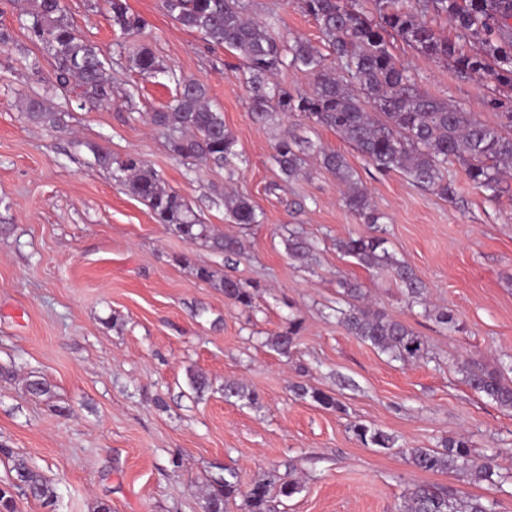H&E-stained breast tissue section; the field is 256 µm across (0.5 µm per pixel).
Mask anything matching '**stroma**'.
I'll list each match as a JSON object with an SVG mask.
<instances>
[{"label": "stroma", "instance_id": "stroma-1", "mask_svg": "<svg viewBox=\"0 0 512 512\" xmlns=\"http://www.w3.org/2000/svg\"><path fill=\"white\" fill-rule=\"evenodd\" d=\"M146 22L143 35L117 37L107 0H65L66 18L107 57L111 104L92 108L57 88L49 52L29 40L28 0H0V443L23 456L52 487V502L14 488L15 512H205L207 483L231 469L241 485L269 470L297 480L271 512H396L407 487L430 483L479 496L493 512H512V412L463 381L466 362L512 356V182L487 200L460 164L448 167L447 200L399 172L376 171L328 128L300 117L252 118L247 83L233 57L208 45L162 8L126 0ZM253 14L276 17L285 38L324 48L319 28L297 0H252ZM147 46L161 66L143 79L132 62ZM392 53L421 86L449 105L496 123L487 99L512 95L493 74H458L400 38ZM196 80L234 134L231 164L176 158L148 115ZM61 113L58 127L28 122L27 98ZM295 130L342 154L383 215L387 247L427 286V305L410 304L390 272L369 273L337 249L368 227L342 204L334 175L317 156L307 176L286 180L272 155ZM101 147L138 155L166 188L181 194L217 232L238 237L233 260L182 240L94 163ZM234 187L263 214L249 227L230 223L224 190ZM317 247L316 261L288 256L290 229ZM260 285L253 307L234 304L196 266ZM358 279L368 302L409 323L427 341L418 363L391 360L349 335L340 322L347 299L339 277ZM454 311L464 330L440 328L426 308ZM299 319L297 345L282 355L266 343ZM211 382L203 396L191 373ZM50 391L32 397L27 380ZM254 391L249 404L225 400L224 384ZM303 383L333 393L337 410L297 397ZM391 434L396 448H368L352 427ZM465 438L476 455H495L497 484L466 474H431L407 465L399 447L438 448Z\"/></svg>", "mask_w": 512, "mask_h": 512}]
</instances>
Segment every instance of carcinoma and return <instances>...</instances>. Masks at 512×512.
I'll list each match as a JSON object with an SVG mask.
<instances>
[{"instance_id":"obj_1","label":"carcinoma","mask_w":512,"mask_h":512,"mask_svg":"<svg viewBox=\"0 0 512 512\" xmlns=\"http://www.w3.org/2000/svg\"><path fill=\"white\" fill-rule=\"evenodd\" d=\"M376 15L369 18L362 0H299L301 9L319 25L323 40L334 56L329 67L322 53L310 42H293L275 35L276 22L260 19L249 11L250 0H162L164 10L182 26L200 33L213 45L237 53L244 68L249 92V110L265 119L275 112L297 115L326 127L356 148L377 170L405 173L417 186L431 189L448 198L453 184L448 164L459 162L468 179L490 198L503 190L502 178L512 172V99L492 97L485 103L496 113L498 123L477 119L448 102L419 89L417 78L398 62L390 50L388 35H396L423 55L452 63L460 74L491 71L499 84L512 88V0H373ZM110 22L121 35L143 33L144 20L129 11L125 0H109ZM26 26L28 38L52 51L58 86L71 89L93 106L112 102V85L106 77L105 62L92 45L84 42L65 16L62 0H30ZM444 19L457 32V40L443 36L432 21ZM139 73L155 76L160 65L152 52L143 47L134 57ZM301 71L313 79L311 90L292 93L274 82L280 69ZM28 121L55 127L57 113L43 101L29 98L24 103ZM150 122L169 137V148L182 160L228 162L237 155L236 140L225 128L223 115L208 104L204 84L177 83V92L166 108L152 112ZM273 159L288 180L302 172L306 159L318 153L323 168L336 177L343 205L368 224L371 232L349 237L336 247L356 264L369 270L390 272L409 301L425 302V283L413 269L385 247L379 235L383 218L371 204L362 182L344 156L316 147L310 140L290 131L275 143ZM95 163L112 173L128 191L147 203L153 219L164 224L184 241L201 244L225 258L242 254L241 242L233 236L214 232L201 221L185 198L161 185L157 172L136 155L115 158L105 149L94 148ZM224 208L235 224L261 223L260 214L236 190L224 192ZM315 245L297 232L288 238V256L302 264L312 260ZM219 286L234 303L251 308L258 286L248 289L239 281L225 277ZM340 287L350 299L341 311L347 332L369 344L390 359L402 363L427 358L423 336L403 321L364 302V292L356 280L343 279ZM434 319L443 328L461 331L462 324L453 312L438 309ZM300 323L288 322V331L270 337V344L284 355L295 347ZM512 360L489 368L473 364L463 370V380L500 408L512 411ZM295 393L324 409L338 406L336 397L320 388L295 386ZM257 395L238 382L224 383V398ZM360 443L391 449L395 438L363 423L353 427ZM0 454L13 461L16 486L32 490L34 499L50 500L51 488L28 462L14 456L0 444ZM401 454L411 467L431 473L462 472L475 483H496L494 456L475 458L468 441L450 438L443 449L403 448ZM286 498L300 492L297 482L283 481L276 473L241 489L236 473L230 471L209 484L205 512H224V502L237 495L244 497L248 512H270L273 489ZM397 512H492L479 497H456L430 484H415L403 496Z\"/></svg>"}]
</instances>
